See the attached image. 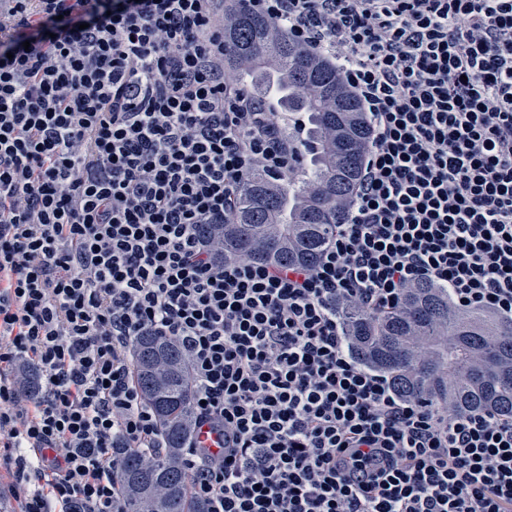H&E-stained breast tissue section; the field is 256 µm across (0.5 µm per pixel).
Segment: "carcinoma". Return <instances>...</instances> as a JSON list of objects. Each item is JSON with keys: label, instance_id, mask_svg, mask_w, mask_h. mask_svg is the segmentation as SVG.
I'll return each instance as SVG.
<instances>
[{"label": "carcinoma", "instance_id": "carcinoma-1", "mask_svg": "<svg viewBox=\"0 0 512 512\" xmlns=\"http://www.w3.org/2000/svg\"><path fill=\"white\" fill-rule=\"evenodd\" d=\"M224 65L287 122L304 126L297 165L282 175L257 170L244 181L231 223L203 225L224 239L226 261L313 264L343 223L361 174L368 116L336 68L294 43L275 21L233 0L224 12ZM336 317L352 356L391 378L404 398L459 414L512 417V324L482 310L460 311L448 290L420 282L392 313L343 304ZM133 376L151 409L162 452L121 454L123 512H207L185 466L192 440L194 382L183 349L147 333L133 345Z\"/></svg>", "mask_w": 512, "mask_h": 512}]
</instances>
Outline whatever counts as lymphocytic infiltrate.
I'll return each mask as SVG.
<instances>
[{
	"instance_id": "1",
	"label": "lymphocytic infiltrate",
	"mask_w": 512,
	"mask_h": 512,
	"mask_svg": "<svg viewBox=\"0 0 512 512\" xmlns=\"http://www.w3.org/2000/svg\"><path fill=\"white\" fill-rule=\"evenodd\" d=\"M340 61L371 136L312 266L218 260L298 151L224 68L213 0H0V463L19 512H120L157 453L132 345L179 343L208 512H512V420L401 397L334 306L414 284L512 323V0H250ZM40 374L23 390L25 367Z\"/></svg>"
}]
</instances>
